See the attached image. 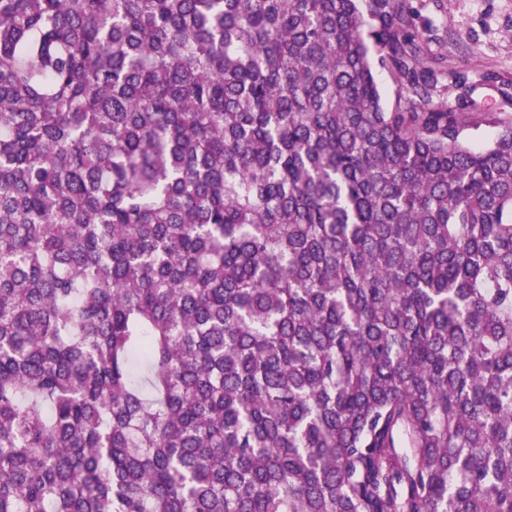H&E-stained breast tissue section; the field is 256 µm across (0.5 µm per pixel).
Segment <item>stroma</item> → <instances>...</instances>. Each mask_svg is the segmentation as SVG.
Returning a JSON list of instances; mask_svg holds the SVG:
<instances>
[{
    "label": "stroma",
    "mask_w": 512,
    "mask_h": 512,
    "mask_svg": "<svg viewBox=\"0 0 512 512\" xmlns=\"http://www.w3.org/2000/svg\"><path fill=\"white\" fill-rule=\"evenodd\" d=\"M413 24L429 66L439 72L436 102L455 103L454 75H464L473 109L496 112L512 84V0H412Z\"/></svg>",
    "instance_id": "stroma-1"
}]
</instances>
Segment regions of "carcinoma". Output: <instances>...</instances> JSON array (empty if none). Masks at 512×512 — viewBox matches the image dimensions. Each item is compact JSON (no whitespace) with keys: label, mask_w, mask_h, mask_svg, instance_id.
Listing matches in <instances>:
<instances>
[{"label":"carcinoma","mask_w":512,"mask_h":512,"mask_svg":"<svg viewBox=\"0 0 512 512\" xmlns=\"http://www.w3.org/2000/svg\"><path fill=\"white\" fill-rule=\"evenodd\" d=\"M412 14L0 0V512H512V114ZM376 75L386 106L389 109L394 108L401 93L398 83L387 69L377 68Z\"/></svg>","instance_id":"obj_1"}]
</instances>
